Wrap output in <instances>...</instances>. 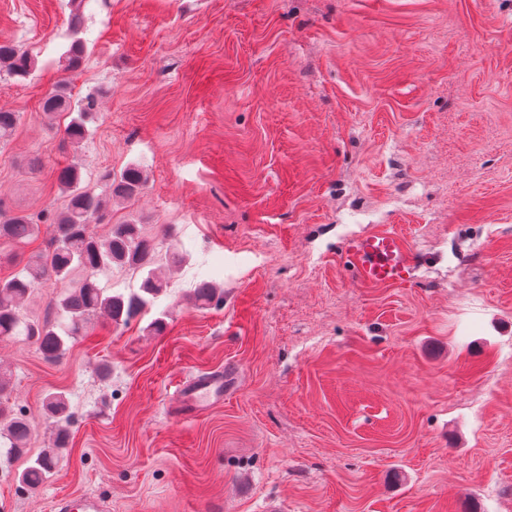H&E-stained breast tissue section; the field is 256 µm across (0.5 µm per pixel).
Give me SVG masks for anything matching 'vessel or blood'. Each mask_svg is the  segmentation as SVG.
<instances>
[{
	"mask_svg": "<svg viewBox=\"0 0 512 512\" xmlns=\"http://www.w3.org/2000/svg\"><path fill=\"white\" fill-rule=\"evenodd\" d=\"M348 265L354 278L368 286H393L409 281L416 265L414 255L402 237L390 229L368 232L352 238L347 245ZM228 380L215 371L180 382L171 403L180 417L192 419L221 401ZM57 512H104L102 502L90 494L61 498Z\"/></svg>",
	"mask_w": 512,
	"mask_h": 512,
	"instance_id": "b4317fda",
	"label": "vessel or blood"
}]
</instances>
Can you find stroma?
<instances>
[{
    "label": "stroma",
    "mask_w": 512,
    "mask_h": 512,
    "mask_svg": "<svg viewBox=\"0 0 512 512\" xmlns=\"http://www.w3.org/2000/svg\"><path fill=\"white\" fill-rule=\"evenodd\" d=\"M2 41L35 67L0 71L20 115L0 214L41 222L0 243V279L49 246L58 168L100 195L139 166L142 192L91 231L137 220L166 289L127 324L92 318L56 364L0 336V405L34 427L0 512L82 493L109 512H512V0H0ZM62 80L94 101L77 143L42 110ZM386 228L410 283L356 282L347 243ZM204 279L221 303H196ZM64 288L22 316L61 322ZM215 369L236 376L223 403L173 418L180 380ZM52 392L68 445L26 490Z\"/></svg>",
    "instance_id": "1"
}]
</instances>
